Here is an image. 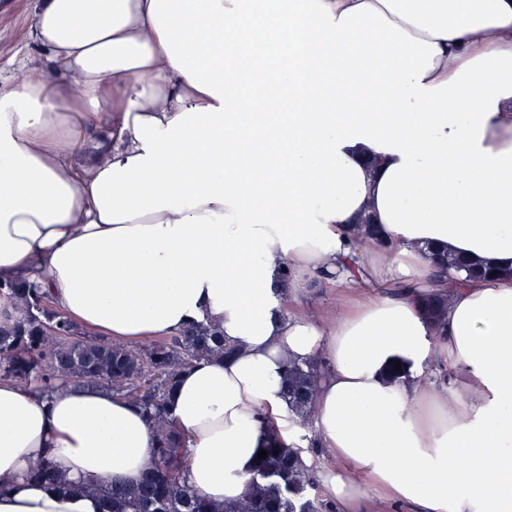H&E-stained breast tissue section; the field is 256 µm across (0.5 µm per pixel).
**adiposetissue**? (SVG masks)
I'll use <instances>...</instances> for the list:
<instances>
[{
  "instance_id": "ef3b65f1",
  "label": "adipose tissue",
  "mask_w": 512,
  "mask_h": 512,
  "mask_svg": "<svg viewBox=\"0 0 512 512\" xmlns=\"http://www.w3.org/2000/svg\"><path fill=\"white\" fill-rule=\"evenodd\" d=\"M31 34L76 86L0 85V282L112 340L236 346L171 398L198 494L244 495L269 421L334 459L336 512H512V0H37ZM312 282L355 294L332 325L285 312ZM318 356L305 423L284 375ZM155 445L109 390L0 380V512H97L67 484H136Z\"/></svg>"
}]
</instances>
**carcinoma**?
Segmentation results:
<instances>
[{
    "mask_svg": "<svg viewBox=\"0 0 512 512\" xmlns=\"http://www.w3.org/2000/svg\"><path fill=\"white\" fill-rule=\"evenodd\" d=\"M448 268L465 267L492 277L488 267L473 266L454 256ZM0 296L13 301L12 320L0 324V379L11 380L42 396L62 385L103 387L118 398L141 406L157 437V446L133 487L69 484L79 495L100 499V512H335L318 495L313 468L301 449L284 446L272 424L263 427L267 458L258 460L244 497L221 504L198 495L186 479V440L170 409V395L182 372L202 358L230 356L235 348L211 327L191 325L170 339L143 349L98 341L85 329L50 307L46 295L26 280L0 282ZM318 362L288 366L286 395L291 411L305 416L313 408ZM29 476L56 480L53 462L34 460Z\"/></svg>",
    "mask_w": 512,
    "mask_h": 512,
    "instance_id": "cac0c4a2",
    "label": "carcinoma"
}]
</instances>
